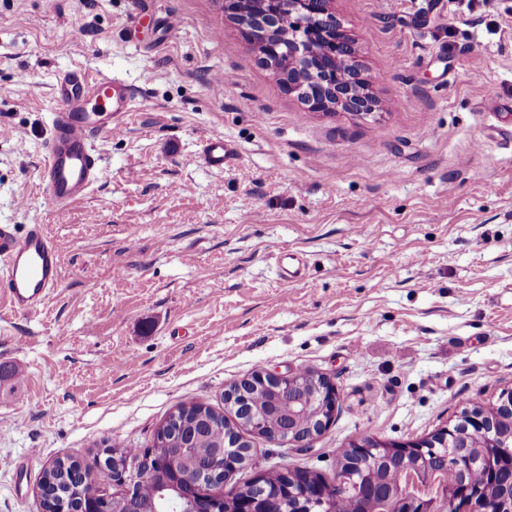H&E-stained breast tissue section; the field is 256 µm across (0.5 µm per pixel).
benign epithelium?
Returning a JSON list of instances; mask_svg holds the SVG:
<instances>
[{"mask_svg": "<svg viewBox=\"0 0 512 512\" xmlns=\"http://www.w3.org/2000/svg\"><path fill=\"white\" fill-rule=\"evenodd\" d=\"M238 0H225L227 11L242 27L247 44L272 64L271 57L281 54L293 59L297 68H305L317 83L316 94L304 99L316 111L340 109L354 114H369L376 107L375 98L352 84L339 87V71L349 70L366 85L353 42L341 29L330 8L332 0H274L275 12L249 17L238 11ZM288 24V44L257 42V28L276 29ZM288 391L289 411L284 426L275 431L264 430L260 413L252 404L256 391ZM224 401L248 420L254 433L274 445L309 448L312 442L334 421L338 393L323 373L300 381V373L260 370L243 378L224 391ZM315 405L316 415L305 430L292 426L294 408ZM241 438L235 432L224 434V446L214 450L210 460L198 465L189 480L183 479L177 461L157 457L152 450H142L131 461L119 460L120 451L105 450L94 457L88 467L112 480L120 493L112 496L86 484L76 499L61 497L53 502L52 512H137L139 499L137 471L141 466L156 467L162 474L163 489L176 491L184 504L183 512H224L228 500L237 491L223 492V485L245 465L235 448ZM512 447V390L503 391L496 401L462 410L454 422L432 435L415 441L384 440L366 437L352 444L349 461L336 483L327 488L312 487L290 471L280 472L281 491L294 512H336V491L347 482L365 476L366 464L383 454L406 461L393 479L399 486L382 502L379 512H460V506L475 504L478 512H512V481L499 483L502 468L512 474V455L503 462L483 453L485 448ZM455 450L456 468L461 476L453 484L435 477L432 469L438 460L448 461V449ZM485 472V482L476 485L468 479L471 469ZM254 492L237 501L235 512H273V499L266 495L264 471L252 478Z\"/></svg>", "mask_w": 512, "mask_h": 512, "instance_id": "7a95c632", "label": "benign epithelium"}]
</instances>
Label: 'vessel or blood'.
Wrapping results in <instances>:
<instances>
[{
  "mask_svg": "<svg viewBox=\"0 0 512 512\" xmlns=\"http://www.w3.org/2000/svg\"><path fill=\"white\" fill-rule=\"evenodd\" d=\"M56 94L63 108L44 144L41 182L51 203L64 208L98 182L100 159L92 139L103 132L121 131L135 94L121 80L91 78L77 70L58 81ZM203 155L216 169L226 167L235 157L229 142L219 135L206 138ZM58 283L57 249L42 225H28L20 234L13 225L0 224V295L7 298L11 309L28 315L39 312Z\"/></svg>",
  "mask_w": 512,
  "mask_h": 512,
  "instance_id": "obj_1",
  "label": "vessel or blood"
}]
</instances>
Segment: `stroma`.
Masks as SVG:
<instances>
[{"instance_id": "35a3bbf8", "label": "stroma", "mask_w": 512, "mask_h": 512, "mask_svg": "<svg viewBox=\"0 0 512 512\" xmlns=\"http://www.w3.org/2000/svg\"><path fill=\"white\" fill-rule=\"evenodd\" d=\"M331 7L374 114L285 93L224 0H0V224L43 225L61 257L38 314L0 296V512H43L55 460L150 448L258 370L335 385L310 450L251 439L260 469L330 482L362 437H426L512 388V0ZM74 70L135 102L58 209L39 172ZM209 135L237 149L224 170ZM203 155L205 162L216 169H223L235 157L234 150L229 142L219 135H212L205 139Z\"/></svg>"}]
</instances>
